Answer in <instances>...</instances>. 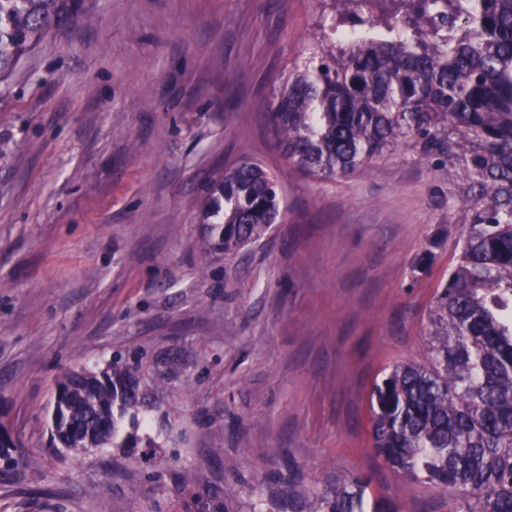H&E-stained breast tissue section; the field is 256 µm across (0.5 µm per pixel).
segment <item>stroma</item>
I'll return each mask as SVG.
<instances>
[{
	"label": "stroma",
	"mask_w": 512,
	"mask_h": 512,
	"mask_svg": "<svg viewBox=\"0 0 512 512\" xmlns=\"http://www.w3.org/2000/svg\"><path fill=\"white\" fill-rule=\"evenodd\" d=\"M88 6L0 83V426L26 474L0 512H185L231 484L232 512H277L289 477L361 473L401 512H448L366 433L376 375L426 358L435 282L411 267L437 232L436 270L454 254L447 167L403 147L349 177L289 170L268 114L320 0ZM244 158L280 174L284 218L201 269L205 189ZM118 354L144 407L81 461L48 450L63 373Z\"/></svg>",
	"instance_id": "stroma-1"
}]
</instances>
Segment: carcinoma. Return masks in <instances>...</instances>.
Segmentation results:
<instances>
[{
    "label": "carcinoma",
    "mask_w": 512,
    "mask_h": 512,
    "mask_svg": "<svg viewBox=\"0 0 512 512\" xmlns=\"http://www.w3.org/2000/svg\"><path fill=\"white\" fill-rule=\"evenodd\" d=\"M331 21L275 94L270 121L289 166L349 176L402 146L444 156L460 191L456 250L427 316V360L385 366L371 392L372 447L405 482L454 492L448 512H512V0H327ZM85 0H0V82L70 23ZM284 210L279 179L247 159L213 178L202 267L264 238ZM431 238L412 268L430 273ZM51 442L72 456L110 444L142 402L115 360L58 384ZM0 447V482L20 479ZM363 477L288 495L283 512H399Z\"/></svg>",
    "instance_id": "obj_1"
}]
</instances>
